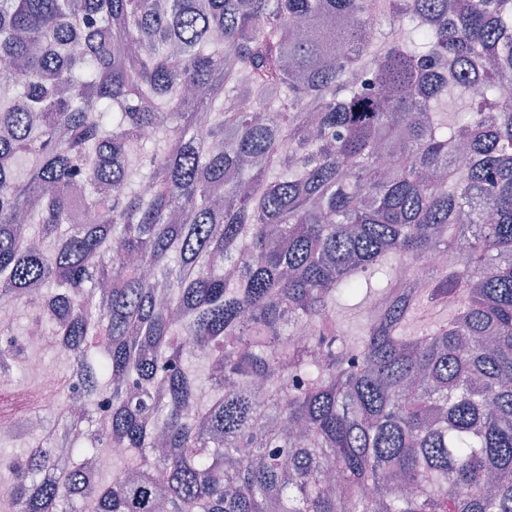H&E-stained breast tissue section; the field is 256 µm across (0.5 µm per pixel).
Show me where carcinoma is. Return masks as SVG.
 I'll list each match as a JSON object with an SVG mask.
<instances>
[{"instance_id":"1","label":"carcinoma","mask_w":512,"mask_h":512,"mask_svg":"<svg viewBox=\"0 0 512 512\" xmlns=\"http://www.w3.org/2000/svg\"><path fill=\"white\" fill-rule=\"evenodd\" d=\"M511 77L512 0H0V305L71 360L0 507L512 512Z\"/></svg>"}]
</instances>
